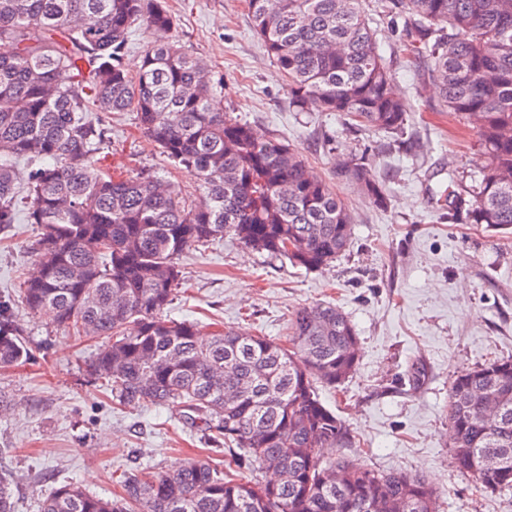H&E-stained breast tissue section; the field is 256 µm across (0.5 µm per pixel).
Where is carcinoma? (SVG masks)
I'll return each mask as SVG.
<instances>
[{
	"instance_id": "obj_1",
	"label": "carcinoma",
	"mask_w": 512,
	"mask_h": 512,
	"mask_svg": "<svg viewBox=\"0 0 512 512\" xmlns=\"http://www.w3.org/2000/svg\"><path fill=\"white\" fill-rule=\"evenodd\" d=\"M253 28L287 81L297 112H336L346 128L404 134L390 92L391 60L363 0H246ZM404 17L402 52L425 62L445 108L480 122L486 163L462 188L455 176L432 207L512 230V0H385ZM171 28L162 0H0V226L24 215L42 229L19 298L31 315L105 344L89 372L118 404L176 407L235 464L269 472L235 478L200 461L145 471L105 499L74 482L41 512H440L419 475L354 468L320 450L352 447L320 398L359 363L358 333L331 303L296 309L277 342L228 328L209 339L165 309L181 285L179 257L231 235L307 271L336 260L354 225L301 152L220 111L206 68L177 41L124 62L137 23ZM133 112L139 128L199 191L187 202L150 174L98 165L106 137L93 113ZM32 163L24 190L15 164ZM374 157L348 152L337 178L383 206ZM296 243L293 250L287 248ZM35 359L0 301V368ZM448 426L455 467L480 489L512 492V358L454 376ZM17 478L0 471V512H14Z\"/></svg>"
}]
</instances>
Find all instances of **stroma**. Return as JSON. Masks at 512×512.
<instances>
[{
	"label": "stroma",
	"instance_id": "obj_1",
	"mask_svg": "<svg viewBox=\"0 0 512 512\" xmlns=\"http://www.w3.org/2000/svg\"><path fill=\"white\" fill-rule=\"evenodd\" d=\"M166 7L173 29L134 27L127 63L140 61L152 44L179 41L207 65L221 109L300 150L354 219L346 251L318 271L229 237L185 253L184 289L169 316L195 322L205 336L231 327L278 339L294 310L333 302L355 324L361 356L344 384L320 390L355 440L351 448L326 449V459L423 476L443 512H512V493L481 491L457 471L448 434L454 375L512 357V234L448 223L430 205L449 175L465 177L482 166L476 123L446 112L421 64L403 57L402 18L382 17L378 39L394 57L393 89L409 110L408 150L385 133L346 131L336 113L292 111L245 0H166ZM103 125L104 168L149 172L173 182L185 199L197 197L194 179L144 137L134 113L104 116ZM328 134L335 148L325 145ZM355 146L375 156L373 174L388 188L385 207L336 176L337 154ZM40 232L22 218L0 230V298H16L36 264ZM15 313L37 349L35 364L0 370V396L8 402L0 411V466L20 479L15 512H40L63 481L112 497L121 480L144 467L223 462L177 409L121 405L92 382L86 369L96 342L69 334L48 314L34 317L20 307ZM416 362L425 375L415 384L409 370Z\"/></svg>",
	"mask_w": 512,
	"mask_h": 512
}]
</instances>
